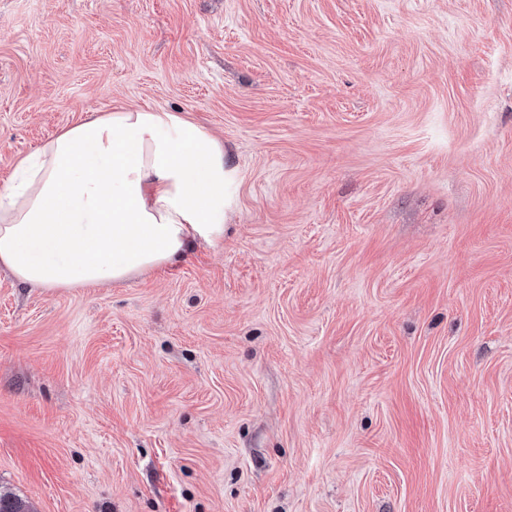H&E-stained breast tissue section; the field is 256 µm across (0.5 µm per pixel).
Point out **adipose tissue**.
<instances>
[{
	"label": "adipose tissue",
	"instance_id": "obj_1",
	"mask_svg": "<svg viewBox=\"0 0 512 512\" xmlns=\"http://www.w3.org/2000/svg\"><path fill=\"white\" fill-rule=\"evenodd\" d=\"M237 172L203 126L124 106L63 128L0 188V267L77 288L168 266L224 239Z\"/></svg>",
	"mask_w": 512,
	"mask_h": 512
}]
</instances>
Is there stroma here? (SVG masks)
<instances>
[{"label":"stroma","mask_w":512,"mask_h":512,"mask_svg":"<svg viewBox=\"0 0 512 512\" xmlns=\"http://www.w3.org/2000/svg\"><path fill=\"white\" fill-rule=\"evenodd\" d=\"M238 171L122 283L0 268L30 512H512V0H0V186L91 112Z\"/></svg>","instance_id":"obj_1"}]
</instances>
